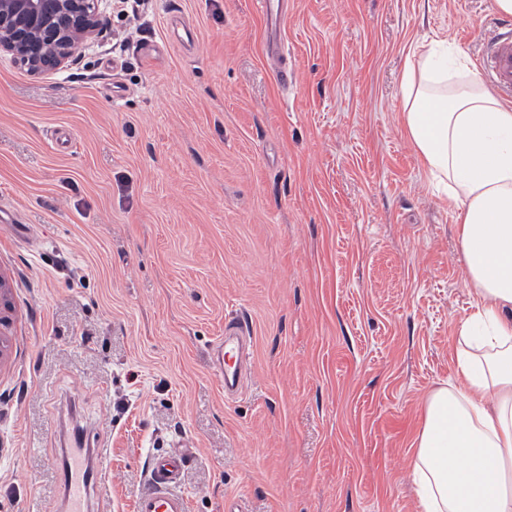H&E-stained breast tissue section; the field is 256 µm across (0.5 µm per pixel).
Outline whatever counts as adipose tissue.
<instances>
[{
  "label": "adipose tissue",
  "mask_w": 512,
  "mask_h": 512,
  "mask_svg": "<svg viewBox=\"0 0 512 512\" xmlns=\"http://www.w3.org/2000/svg\"><path fill=\"white\" fill-rule=\"evenodd\" d=\"M403 123L455 215L471 311L455 328V378L434 388L413 441L420 512H512V105L446 39L412 54Z\"/></svg>",
  "instance_id": "obj_1"
}]
</instances>
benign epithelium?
<instances>
[{
	"label": "benign epithelium",
	"instance_id": "7a95c632",
	"mask_svg": "<svg viewBox=\"0 0 512 512\" xmlns=\"http://www.w3.org/2000/svg\"><path fill=\"white\" fill-rule=\"evenodd\" d=\"M101 0H0V54L34 75L61 70L103 30Z\"/></svg>",
	"mask_w": 512,
	"mask_h": 512
}]
</instances>
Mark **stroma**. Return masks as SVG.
Returning a JSON list of instances; mask_svg holds the SVG:
<instances>
[{
  "label": "stroma",
  "instance_id": "1",
  "mask_svg": "<svg viewBox=\"0 0 512 512\" xmlns=\"http://www.w3.org/2000/svg\"><path fill=\"white\" fill-rule=\"evenodd\" d=\"M55 73L0 55V512H62L75 428L100 512L190 449V512H418L411 441L470 297L402 125L417 47L477 66L494 0H145ZM291 80L281 85L279 68ZM252 338L224 398V325ZM255 7L264 24V39L268 45H277L281 41L287 20L286 0H255Z\"/></svg>",
  "mask_w": 512,
  "mask_h": 512
}]
</instances>
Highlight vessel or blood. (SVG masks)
Segmentation results:
<instances>
[{
	"instance_id": "obj_1",
	"label": "vessel or blood",
	"mask_w": 512,
	"mask_h": 512,
	"mask_svg": "<svg viewBox=\"0 0 512 512\" xmlns=\"http://www.w3.org/2000/svg\"><path fill=\"white\" fill-rule=\"evenodd\" d=\"M254 4L263 19L266 44L280 43L287 20V0H254ZM478 72L498 90L512 92V35L500 34L488 43ZM245 337L246 329L241 323H230L216 348L219 369L224 374V392L228 395L240 388ZM103 459V449L84 447L79 439L66 449L58 479L67 512H90L107 473ZM186 463L187 458L181 453L152 456L147 470L148 488L137 496L135 512H188V498L179 489Z\"/></svg>"
}]
</instances>
